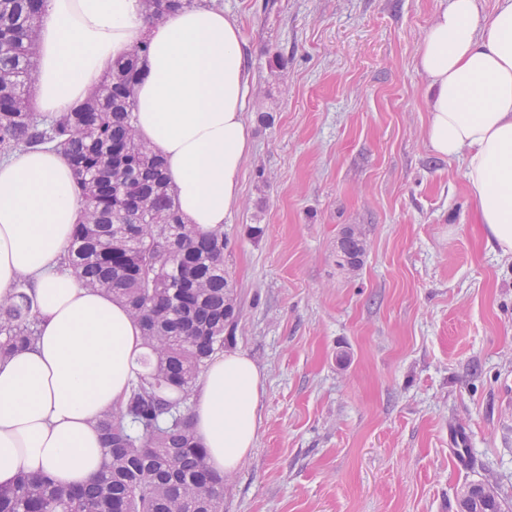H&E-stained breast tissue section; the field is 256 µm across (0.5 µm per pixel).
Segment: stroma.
Instances as JSON below:
<instances>
[{
	"instance_id": "1",
	"label": "stroma",
	"mask_w": 512,
	"mask_h": 512,
	"mask_svg": "<svg viewBox=\"0 0 512 512\" xmlns=\"http://www.w3.org/2000/svg\"><path fill=\"white\" fill-rule=\"evenodd\" d=\"M443 3L220 0L252 138L224 349L264 382L224 512H458L488 477L512 502V260L425 137L416 54ZM348 224L368 242L354 274ZM338 248L343 257L342 265L360 270L367 251L365 233L354 225L343 228L338 241Z\"/></svg>"
}]
</instances>
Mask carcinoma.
<instances>
[{"instance_id": "carcinoma-1", "label": "carcinoma", "mask_w": 512, "mask_h": 512, "mask_svg": "<svg viewBox=\"0 0 512 512\" xmlns=\"http://www.w3.org/2000/svg\"><path fill=\"white\" fill-rule=\"evenodd\" d=\"M47 0H0V159L52 146L69 162L81 199L65 264L84 288L121 300L149 354L125 404L96 427L107 470L80 487L45 473L0 488V512H223L224 478L205 465L189 414L191 395L236 309L224 273V230L185 223L163 159L136 133L135 87L148 45L137 44L71 112L32 108L38 76L37 23ZM197 0H141L143 19L161 21ZM343 264L361 269L365 233L343 228ZM27 278L0 298V356L31 345L38 315ZM460 512H506L481 484Z\"/></svg>"}]
</instances>
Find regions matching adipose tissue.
<instances>
[{"instance_id": "1", "label": "adipose tissue", "mask_w": 512, "mask_h": 512, "mask_svg": "<svg viewBox=\"0 0 512 512\" xmlns=\"http://www.w3.org/2000/svg\"><path fill=\"white\" fill-rule=\"evenodd\" d=\"M150 46L136 127L166 163L187 223L220 228L241 203L251 150L238 23L218 0L146 24L139 0H48L38 23L34 107L64 112L112 62ZM416 66L426 81L432 153L461 160L487 242L512 258V0L481 15L478 0H446ZM71 168L56 151L0 162V297L28 276L34 345L0 360V485L44 472L62 484L101 471L97 418L121 406L143 350L139 324L112 295L82 287L61 262L81 214ZM263 377L245 354L216 357L193 391V430L206 465L232 475L255 446Z\"/></svg>"}]
</instances>
